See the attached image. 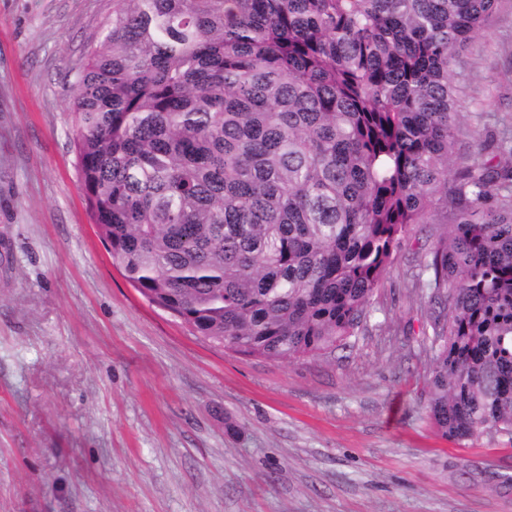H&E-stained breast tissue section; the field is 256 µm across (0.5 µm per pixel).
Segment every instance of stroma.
Wrapping results in <instances>:
<instances>
[{
  "label": "stroma",
  "instance_id": "obj_1",
  "mask_svg": "<svg viewBox=\"0 0 512 512\" xmlns=\"http://www.w3.org/2000/svg\"><path fill=\"white\" fill-rule=\"evenodd\" d=\"M112 0H0V512H512V442L425 417L434 239L412 225L347 347H215L113 264L70 96ZM468 126L512 132V0L454 67Z\"/></svg>",
  "mask_w": 512,
  "mask_h": 512
}]
</instances>
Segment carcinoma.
<instances>
[{
	"instance_id": "carcinoma-1",
	"label": "carcinoma",
	"mask_w": 512,
	"mask_h": 512,
	"mask_svg": "<svg viewBox=\"0 0 512 512\" xmlns=\"http://www.w3.org/2000/svg\"><path fill=\"white\" fill-rule=\"evenodd\" d=\"M500 0H112L71 105L98 235L152 304L276 363L352 335L408 227L427 418L512 441V139L457 163L452 66Z\"/></svg>"
}]
</instances>
